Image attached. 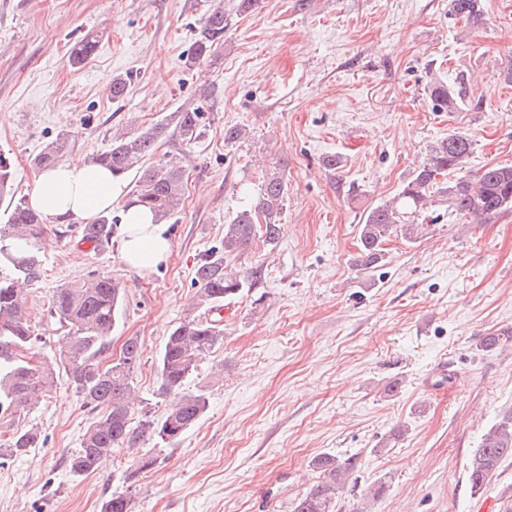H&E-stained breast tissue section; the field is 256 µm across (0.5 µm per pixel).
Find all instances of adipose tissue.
<instances>
[{
  "label": "adipose tissue",
  "mask_w": 512,
  "mask_h": 512,
  "mask_svg": "<svg viewBox=\"0 0 512 512\" xmlns=\"http://www.w3.org/2000/svg\"><path fill=\"white\" fill-rule=\"evenodd\" d=\"M127 188L111 173L81 158L39 174L29 194L33 208L45 217L62 216L91 222L123 202ZM172 250L167 225L155 223L152 214L131 206L123 213L121 258L131 270L144 274L165 262Z\"/></svg>",
  "instance_id": "1"
}]
</instances>
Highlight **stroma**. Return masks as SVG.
I'll return each instance as SVG.
<instances>
[{"label": "stroma", "mask_w": 512, "mask_h": 512, "mask_svg": "<svg viewBox=\"0 0 512 512\" xmlns=\"http://www.w3.org/2000/svg\"><path fill=\"white\" fill-rule=\"evenodd\" d=\"M0 0V153L14 165L16 194L31 191L33 158L66 132L68 157L92 159L114 134H136L186 106L209 118L193 144L163 139L152 163L179 161L181 211L169 222L172 251L141 276L118 244L78 250L77 231L47 221L43 274L30 289L42 327L61 285L106 273L125 289L112 349L138 338L135 416H161L158 356L192 313L194 271L265 172L288 182L277 243L232 260L260 269L254 292L231 305L223 342L188 383L208 409L180 439L146 441L74 475L72 453L94 420L58 379L20 422L0 420V442L36 426L44 442L23 457L0 445V512H101L123 492L131 512H288L313 481L322 454L359 467L336 512H353L384 485L370 512H475L483 497L512 512V462L482 495L465 467L482 434L512 408V346L483 338L512 329V209L485 224L433 207L427 235L395 238L373 279L354 264L363 210L399 193L429 146L454 132L473 152L463 172L512 163V0H482L470 27L451 0ZM224 9L228 25L211 56L188 53L203 21ZM95 33L80 67L73 44ZM130 76L113 100L107 79ZM462 89L470 108L433 111L428 88ZM247 130L228 143L224 131ZM342 161L337 169L328 157ZM396 393H386L389 383ZM155 460L136 473L141 456Z\"/></svg>", "instance_id": "35a3bbf8"}]
</instances>
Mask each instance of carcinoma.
<instances>
[{"mask_svg":"<svg viewBox=\"0 0 512 512\" xmlns=\"http://www.w3.org/2000/svg\"><path fill=\"white\" fill-rule=\"evenodd\" d=\"M451 10L472 24L482 20L481 0H451ZM226 27L223 9L209 13L189 61L209 58ZM96 46V35L92 33L76 42L70 56L72 65L82 63ZM429 97L437 112H455L467 105L461 91L441 81L430 85ZM206 126L207 116L200 108H184L135 136L122 134L113 138L111 147L93 157L92 162L111 170L114 176L137 175L128 204L151 210L155 221L165 224L184 203L183 167L171 159L160 167L146 168L144 161L167 132L172 131L191 144L205 133ZM68 143V134L56 136L35 157L34 164L40 168L54 167ZM472 149V140L459 132L436 141L396 196L364 209L355 258L361 273L369 275L383 265L384 243L391 238L400 237L408 242L423 238L427 225L419 223V216L435 201L447 205L448 212L470 219L472 224H485L512 208V165L507 163L487 165L473 178L438 180L462 169ZM12 180L11 160L0 155L1 197L9 194ZM287 195L288 183L280 169L265 173L251 204L224 225L220 244L198 263L194 275L196 314L169 333L158 357L156 398L165 404V411L158 418L145 415L136 426L130 383L141 362L142 347L138 339L131 337L118 358H112L111 352L112 332L119 323L124 302L122 284L102 273L83 283L60 286L49 300L43 332L34 329L26 303L29 286L43 272L38 244L43 215L33 210L25 197L10 198L6 207L8 219L0 224V417L20 419L63 376L82 396L85 405L98 410L80 448L71 456L74 473H90L101 458L152 438L178 440L208 408L205 392L186 393L184 387L203 357L224 340V329L214 311L250 292L261 279L258 269H229L227 259L248 251L259 238L270 244L278 241ZM114 226L112 217L102 215L79 227L81 240L108 244L112 242ZM49 332L62 333L69 341L68 350L59 354L57 360L33 361L27 352ZM511 342L512 333L494 331L485 336L483 348L494 350ZM40 442L37 429L19 427L8 438L7 448L17 456ZM507 459H512V409L503 412L482 435L471 455L468 480L472 490L480 491ZM312 467L316 477L291 500V512H334L339 490L358 467L357 458L323 455L314 459ZM102 512H130V499L123 493H114L103 504Z\"/></svg>","mask_w":512,"mask_h":512,"instance_id":"carcinoma-1","label":"carcinoma"}]
</instances>
